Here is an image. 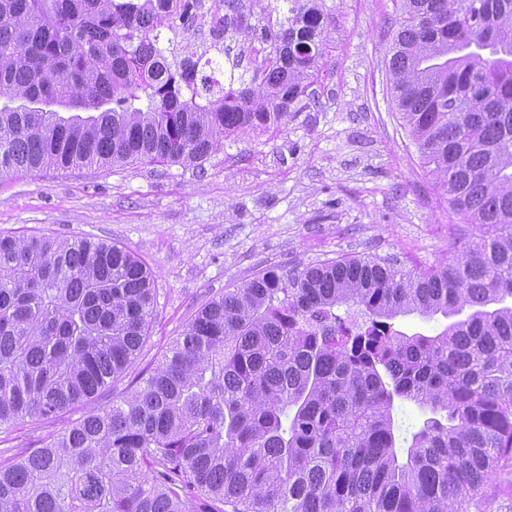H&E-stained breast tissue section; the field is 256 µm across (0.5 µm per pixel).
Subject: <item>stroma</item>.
Segmentation results:
<instances>
[{"label": "stroma", "mask_w": 512, "mask_h": 512, "mask_svg": "<svg viewBox=\"0 0 512 512\" xmlns=\"http://www.w3.org/2000/svg\"><path fill=\"white\" fill-rule=\"evenodd\" d=\"M317 108L283 128L236 133L202 165H92L0 179V235L90 239L152 271L149 338L99 405L133 389L205 304L267 268L338 256L436 266L457 252L448 199L390 92L393 0H325ZM90 411L0 429V460Z\"/></svg>", "instance_id": "35a3bbf8"}]
</instances>
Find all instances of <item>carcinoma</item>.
Segmentation results:
<instances>
[{"instance_id": "obj_1", "label": "carcinoma", "mask_w": 512, "mask_h": 512, "mask_svg": "<svg viewBox=\"0 0 512 512\" xmlns=\"http://www.w3.org/2000/svg\"><path fill=\"white\" fill-rule=\"evenodd\" d=\"M253 2L212 0L214 44ZM283 2L267 57L217 89L199 66L220 60L157 46L205 0H0V176L200 166L240 130L287 126L312 104L325 17ZM398 2L390 90L461 251L269 268L225 290L130 395L0 462V512H486L512 468V0ZM35 100L71 115L22 106ZM413 313L450 323L395 328ZM154 316L131 252L0 237V427L95 400ZM397 399L431 413L402 464ZM396 329L412 334L421 332L424 334H436L450 323V319L443 318L438 315L433 319H422L416 314L399 316L392 321Z\"/></svg>"}]
</instances>
